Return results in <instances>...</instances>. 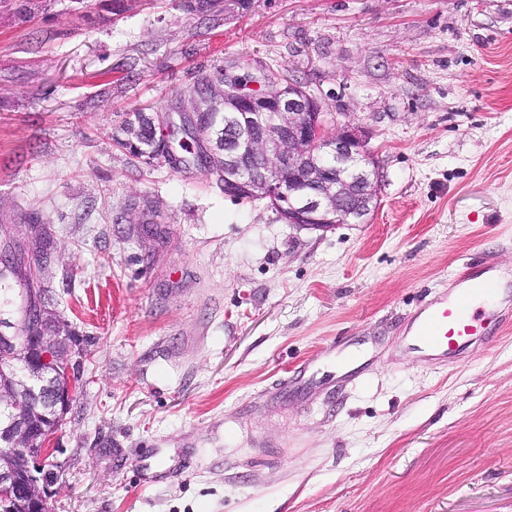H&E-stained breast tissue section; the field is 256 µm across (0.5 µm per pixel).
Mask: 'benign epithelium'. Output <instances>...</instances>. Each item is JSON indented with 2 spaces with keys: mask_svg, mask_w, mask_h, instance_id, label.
<instances>
[{
  "mask_svg": "<svg viewBox=\"0 0 512 512\" xmlns=\"http://www.w3.org/2000/svg\"><path fill=\"white\" fill-rule=\"evenodd\" d=\"M224 98L239 103L237 112L224 113V129L235 138L224 140L219 150L210 134L198 123L184 127L198 143L206 169L223 154L224 189L239 196H255L289 224L326 231L338 224H363L376 208L381 178L379 167L367 149L366 131L359 126H332L316 97L290 82L260 94L243 91L239 77L224 81ZM275 109L276 119H262V110ZM131 132L148 124L155 131L164 123L146 112L134 113ZM335 162L336 174L324 173L320 159ZM23 307L37 315L52 303L46 288L22 292ZM32 366L12 379V389L21 395L17 412L0 425V443L9 447L10 461L0 466V505L17 504L25 512H42L52 487L62 476L50 447L71 402L80 389L79 373L84 350L75 336H31ZM18 344L13 322L0 318V356L10 358ZM41 402L54 414L50 429H39L22 414Z\"/></svg>",
  "mask_w": 512,
  "mask_h": 512,
  "instance_id": "7a95c632",
  "label": "benign epithelium"
}]
</instances>
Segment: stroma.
<instances>
[{
    "label": "stroma",
    "mask_w": 512,
    "mask_h": 512,
    "mask_svg": "<svg viewBox=\"0 0 512 512\" xmlns=\"http://www.w3.org/2000/svg\"><path fill=\"white\" fill-rule=\"evenodd\" d=\"M35 4L0 0V229L49 225L39 285L85 350L50 512H512V327L444 365L400 332L467 265L512 275V0ZM219 67L368 131L367 223L300 228L118 146L135 112L180 141Z\"/></svg>",
    "instance_id": "35a3bbf8"
}]
</instances>
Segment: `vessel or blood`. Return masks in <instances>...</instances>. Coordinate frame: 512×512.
<instances>
[{"label": "vessel or blood", "instance_id": "vessel-or-blood-1", "mask_svg": "<svg viewBox=\"0 0 512 512\" xmlns=\"http://www.w3.org/2000/svg\"><path fill=\"white\" fill-rule=\"evenodd\" d=\"M462 289L421 311L408 334L415 349L444 359L462 355L474 338L491 341L512 314V289L500 284L493 267L462 275Z\"/></svg>", "mask_w": 512, "mask_h": 512}]
</instances>
